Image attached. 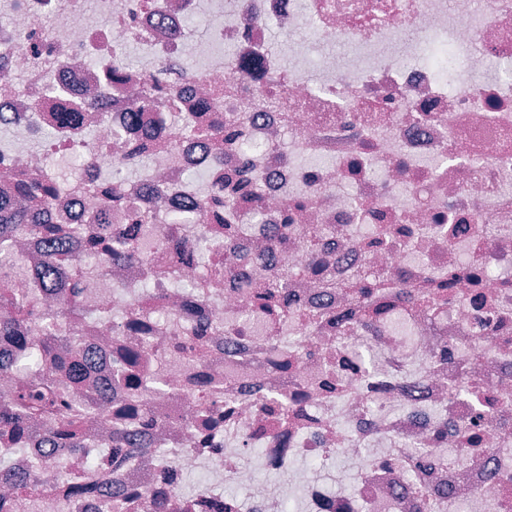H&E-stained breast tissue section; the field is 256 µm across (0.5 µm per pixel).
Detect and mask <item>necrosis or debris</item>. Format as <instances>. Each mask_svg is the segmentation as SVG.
Here are the masks:
<instances>
[{"label": "necrosis or debris", "instance_id": "1", "mask_svg": "<svg viewBox=\"0 0 512 512\" xmlns=\"http://www.w3.org/2000/svg\"><path fill=\"white\" fill-rule=\"evenodd\" d=\"M92 4L90 24L82 0H0V121L16 132L0 144V193L13 178L52 176L47 153L82 158L50 214L68 243L55 255L64 287L43 288L45 241L20 234L0 251L27 273L0 275V288L44 318L79 306L56 328L72 339L62 356L93 357L89 380L63 385L74 402L130 348L165 386L113 389L71 436L13 451L0 512H100L116 480L119 512H149L154 499L166 512H283V478L301 489V512H420L425 499L434 512L461 501L512 512V0ZM204 7L219 21L188 43L184 23ZM274 29L292 39L291 63ZM133 43L150 69L104 86L100 66ZM318 44L349 47V62H312ZM189 47L201 66L176 77ZM156 81L172 97L130 119ZM265 82L285 94L261 106ZM61 102L82 103L83 125L33 149L35 125ZM229 115L234 128L207 137ZM243 141L262 153L244 155ZM119 168L135 177L116 197ZM191 169L203 183L185 180ZM219 195L235 198L229 232L204 208ZM133 207L150 222L139 258H89L86 239L128 224ZM190 212L195 223L171 235L173 216ZM230 255L233 276L212 280ZM287 270L294 319L258 312L254 293ZM28 334L0 336L11 363L1 403L37 371ZM121 434L142 436L145 451L116 446ZM203 470L207 485L184 493ZM34 471L30 495L17 479ZM228 483L246 498L225 499Z\"/></svg>", "mask_w": 512, "mask_h": 512}]
</instances>
